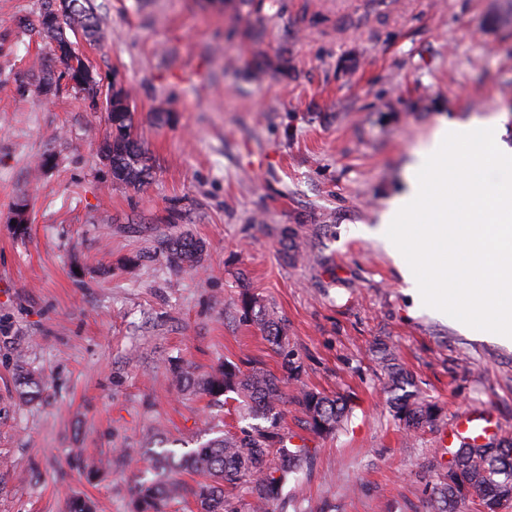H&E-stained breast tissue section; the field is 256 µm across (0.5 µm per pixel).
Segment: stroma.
<instances>
[{"mask_svg": "<svg viewBox=\"0 0 512 512\" xmlns=\"http://www.w3.org/2000/svg\"><path fill=\"white\" fill-rule=\"evenodd\" d=\"M43 2L0 0V512H65L73 495L130 512L153 465L141 447L161 435L181 454L235 425L234 405L180 391L172 369L250 356L279 371L236 313L245 287L305 366L286 428L305 432L300 388L352 406L335 437H309L288 512H430L458 415L488 411L512 438V348L415 308L361 233L440 120L496 123L512 146V0H93L105 36L74 48L101 88L132 94L152 167L138 189L102 157L104 113L71 87L40 91L61 69L31 26ZM169 232L204 243L197 269L167 264ZM378 336L439 402L435 426L392 417Z\"/></svg>", "mask_w": 512, "mask_h": 512, "instance_id": "stroma-1", "label": "stroma"}]
</instances>
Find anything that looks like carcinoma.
Instances as JSON below:
<instances>
[{"instance_id":"1","label":"carcinoma","mask_w":512,"mask_h":512,"mask_svg":"<svg viewBox=\"0 0 512 512\" xmlns=\"http://www.w3.org/2000/svg\"><path fill=\"white\" fill-rule=\"evenodd\" d=\"M53 2L45 0L36 25L54 42H68L70 36L78 34L87 39L104 37L102 18L91 0H71V8L49 24ZM60 63L63 70L59 73H42L43 90L57 89L64 78L77 80L75 64L67 59ZM130 102L129 91L115 89L112 111L106 112L112 138L103 145L102 155L112 180L135 188L150 178L151 168L131 133ZM160 248L168 260L189 270L199 265L204 250L201 241L188 235H166L160 239ZM237 312L242 322L258 327L265 335L288 378L298 379L304 365L290 348L285 324L275 312L248 288L239 293ZM378 365L386 378L394 417L409 428L434 426L439 407L421 396L413 379L382 342L378 343ZM176 383L216 401L222 397L236 402L241 424L235 431H226L181 455L158 452L155 447L159 443H150L149 452L160 469L177 470L198 480L192 485H175L158 475L141 477L134 486V512H167L172 502L185 498L192 499L196 512H286V507L277 511L272 504L280 499L282 488L311 465L313 456L305 438L295 444L293 436L285 432L283 406L288 397L282 378L260 362L245 358L238 363L226 362L205 376L179 367ZM294 402L306 429L318 437L335 434L351 413L347 397L312 389L300 391ZM448 454V470L431 493L432 512H456L457 505L470 498L478 499L488 512H500L512 501L511 440L503 438L485 446L464 441ZM238 486L245 487V494L233 493Z\"/></svg>"}]
</instances>
